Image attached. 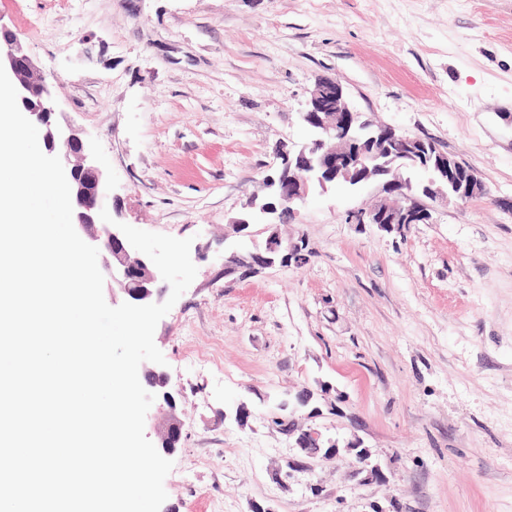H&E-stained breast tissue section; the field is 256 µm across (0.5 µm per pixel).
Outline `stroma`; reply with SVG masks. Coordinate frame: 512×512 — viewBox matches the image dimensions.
<instances>
[{
	"instance_id": "1",
	"label": "stroma",
	"mask_w": 512,
	"mask_h": 512,
	"mask_svg": "<svg viewBox=\"0 0 512 512\" xmlns=\"http://www.w3.org/2000/svg\"><path fill=\"white\" fill-rule=\"evenodd\" d=\"M0 22L53 75L101 207L193 240L154 333L183 420L161 512H512V0H0ZM323 78L487 193L388 229L346 220L376 186L330 185L279 227L305 265L227 281L225 249L267 237L230 221L310 140ZM302 390L322 414L298 425L360 439L384 480L288 470L274 420Z\"/></svg>"
}]
</instances>
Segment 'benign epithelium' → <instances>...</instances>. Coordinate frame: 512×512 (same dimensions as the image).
<instances>
[{"label": "benign epithelium", "mask_w": 512, "mask_h": 512, "mask_svg": "<svg viewBox=\"0 0 512 512\" xmlns=\"http://www.w3.org/2000/svg\"><path fill=\"white\" fill-rule=\"evenodd\" d=\"M0 64L17 89L19 109L44 128V153L59 156L63 163L71 189L74 228L86 243L98 248L99 268L111 285L112 302H159L164 289L158 287L162 277L156 266L135 250L116 226L100 218L98 197L104 170L75 130L57 121L51 79L24 52L16 33L2 23ZM301 120L313 138L295 152L280 154L277 175L265 177L263 196L252 197L251 206H259V211L249 220H235L236 230L246 229L252 220L279 216L286 209L296 215L311 194L325 190L330 183H378L380 193L374 203L349 211L346 220L350 224L386 227L427 224L437 202H468L486 195L485 185L469 166L448 156L431 141L402 134L354 112L343 87L334 80L325 79L315 87ZM411 167L420 169L427 178L419 190L402 180V171ZM308 259L306 241H287L275 227L264 252H232L225 256L224 276L243 279L278 262L300 266ZM143 372L142 386L155 395L145 428L154 437L157 451L171 454L182 440V421L169 376L156 365H143ZM311 400L307 393L297 394L282 405L289 417L279 420L289 431L298 433L296 444L301 452L312 456L309 448L314 444L325 449V455L339 459L354 475L367 470L372 477H383L379 466L370 465L368 452L360 443L341 449L337 443L323 440L321 433L297 427L292 415Z\"/></svg>", "instance_id": "1"}]
</instances>
